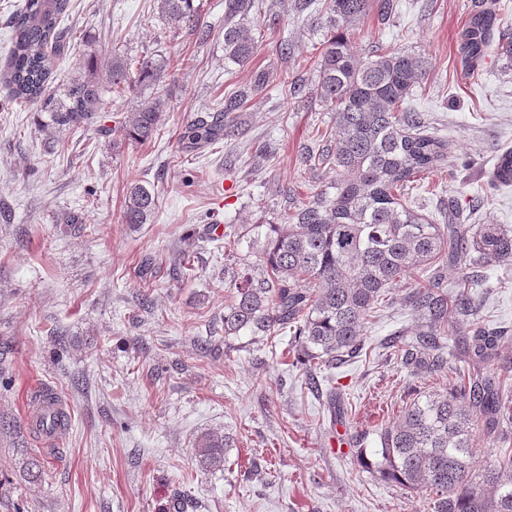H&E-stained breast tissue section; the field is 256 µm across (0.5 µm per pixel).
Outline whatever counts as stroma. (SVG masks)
I'll list each match as a JSON object with an SVG mask.
<instances>
[{
  "label": "stroma",
  "instance_id": "obj_1",
  "mask_svg": "<svg viewBox=\"0 0 512 512\" xmlns=\"http://www.w3.org/2000/svg\"><path fill=\"white\" fill-rule=\"evenodd\" d=\"M158 2L71 0L64 24L77 36L55 61L56 83L91 54L189 60L173 79L105 98L95 125L43 129L0 86V343L10 348L0 512H170L177 493L197 499L199 512H430L336 446L359 438L372 447L373 430L406 403L456 384L448 372L404 368L386 346L394 332L417 329L402 305L407 283L367 324L364 353L318 370L315 389L294 364L291 332L224 334L233 276L262 277L269 225L336 179L334 168L300 163L333 124L312 92L319 38L309 11L298 0H259L250 20L263 42L239 66L224 59V0H199L202 33L168 23ZM398 2L386 21L365 17L354 45L397 44L429 62L406 107L427 117L449 153L415 183V206L439 224L453 200L472 223L512 227V184L492 180L497 156L512 149V62L493 51L476 72L464 67L459 34L475 0ZM280 40L289 57L276 52ZM257 68L306 90L289 97L270 85L247 99L232 137L183 154L185 114L223 107ZM156 96L168 110L153 138L113 147L115 117ZM133 183L157 196L151 222L136 227L123 221ZM220 226L238 241L233 255L212 243ZM187 248L188 271L177 263ZM484 278L479 315L502 332L500 373L512 362V268L488 267ZM42 389L69 415L59 444L44 447L24 413ZM206 432L230 440L223 470L202 469L192 454ZM38 446L52 468L37 481L27 462Z\"/></svg>",
  "mask_w": 512,
  "mask_h": 512
}]
</instances>
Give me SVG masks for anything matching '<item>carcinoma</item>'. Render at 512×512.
I'll use <instances>...</instances> for the list:
<instances>
[{"label":"carcinoma","mask_w":512,"mask_h":512,"mask_svg":"<svg viewBox=\"0 0 512 512\" xmlns=\"http://www.w3.org/2000/svg\"><path fill=\"white\" fill-rule=\"evenodd\" d=\"M315 5L316 27L324 31L317 48L315 94L333 113L334 126L320 135L326 147L309 150L304 163L336 168L329 189L311 193L288 213L286 223L270 225L264 276L247 281L224 306V337L244 328L290 329L297 343L296 362L334 367L364 350L363 331L387 290L415 276L403 303L420 322L416 338L400 332L391 340L402 364L436 374L448 363L440 337L448 333V311L460 318L457 335L465 337L471 368L457 387L425 394L405 406L398 421L377 432L378 447L362 448L358 458L378 479L396 483L430 504V512H512V450L483 468L476 467L475 416L495 426L512 419V403L503 398L506 379L488 370L495 358L498 331L477 318L473 289L491 265H512V229L503 224H465L448 204V223L436 224L412 204L406 188L436 170L448 154V142L429 131L422 113L403 109L423 81L428 61L392 46L358 55L352 42L357 24L377 5L389 17L394 0H305ZM70 0H25L11 17V49L0 81L10 101L30 104L45 129L92 125L103 109L97 78L106 72L109 90L120 98L137 83H154L178 68L181 58L158 63L114 56L103 65L94 55L80 76L52 85L54 59L74 38L60 21ZM254 0H224V60L249 63L258 53L249 16ZM160 13L173 24L200 25L195 0H160ZM496 13L481 8L460 34L459 51L475 70L491 47L512 58V39L494 38ZM269 74L254 73L246 88L216 112L189 114L179 136L186 154L233 136L234 113L248 97L269 87ZM167 103L155 98L121 118L113 141L144 143L162 122ZM494 179L512 183V150L498 158ZM155 193L140 184L128 187L123 220L150 221ZM458 270L457 292L448 304L441 265ZM229 440L205 433L194 442L201 466L224 469Z\"/></svg>","instance_id":"cac0c4a2"}]
</instances>
